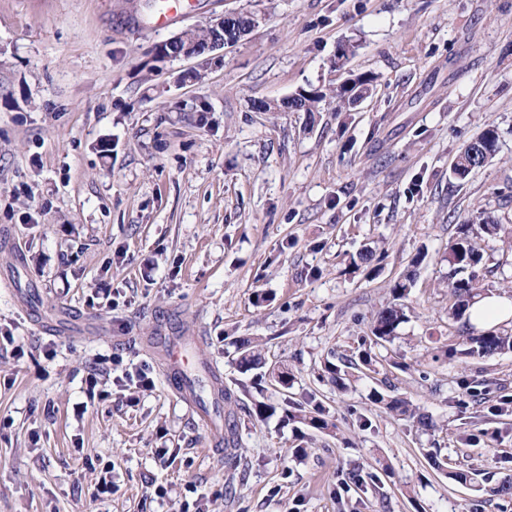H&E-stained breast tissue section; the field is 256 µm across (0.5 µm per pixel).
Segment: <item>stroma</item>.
<instances>
[{"instance_id":"stroma-1","label":"stroma","mask_w":512,"mask_h":512,"mask_svg":"<svg viewBox=\"0 0 512 512\" xmlns=\"http://www.w3.org/2000/svg\"><path fill=\"white\" fill-rule=\"evenodd\" d=\"M228 12L260 24L223 63L154 61ZM359 73L376 82L356 107L255 108ZM488 124L495 158L456 180ZM483 211L500 227L477 238L480 291L506 293L512 0H193L164 29L139 0H0V512H512L491 492L512 477V351L440 355L459 329L448 244ZM410 269L406 321L354 366ZM62 313L67 330L35 324ZM166 326L202 337L234 393L231 452L144 349ZM245 338L291 388L256 392ZM260 396L330 427L295 455L291 427L248 414ZM107 465L115 490L94 497ZM235 362L238 370L243 374L258 370L264 364L256 345H252V341L249 339H243L240 342Z\"/></svg>"}]
</instances>
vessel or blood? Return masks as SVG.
Masks as SVG:
<instances>
[{
	"mask_svg": "<svg viewBox=\"0 0 512 512\" xmlns=\"http://www.w3.org/2000/svg\"><path fill=\"white\" fill-rule=\"evenodd\" d=\"M149 345L164 367L169 390L206 421L213 445L221 446L224 441L223 420L215 409L217 398L201 391L202 383L214 379V366L208 363L198 348L188 345L169 328L150 337Z\"/></svg>",
	"mask_w": 512,
	"mask_h": 512,
	"instance_id": "1",
	"label": "vessel or blood"
}]
</instances>
